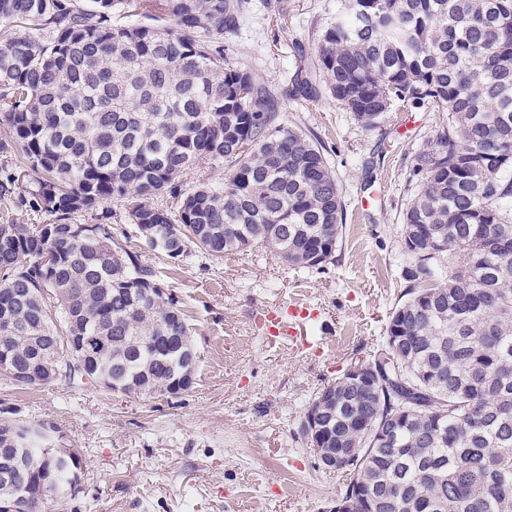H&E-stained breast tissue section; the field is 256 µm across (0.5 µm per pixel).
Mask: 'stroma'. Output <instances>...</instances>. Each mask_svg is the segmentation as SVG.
<instances>
[{
	"mask_svg": "<svg viewBox=\"0 0 512 512\" xmlns=\"http://www.w3.org/2000/svg\"><path fill=\"white\" fill-rule=\"evenodd\" d=\"M350 0H250L232 56L271 90L288 123L322 148L344 205L338 261L308 274L253 251L207 263L148 253L178 295L200 354L192 390L148 400L63 382L17 390L0 379V406L54 423L62 445L83 452L76 512H330L343 472L318 467L294 433L308 402L351 362L376 350L407 283L402 214L416 153L440 115L403 108L373 126L328 92L288 93L301 59ZM295 301L321 306L316 346L266 348L264 311Z\"/></svg>",
	"mask_w": 512,
	"mask_h": 512,
	"instance_id": "stroma-1",
	"label": "stroma"
}]
</instances>
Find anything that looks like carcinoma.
Segmentation results:
<instances>
[{
    "label": "carcinoma",
    "instance_id": "cac0c4a2",
    "mask_svg": "<svg viewBox=\"0 0 512 512\" xmlns=\"http://www.w3.org/2000/svg\"><path fill=\"white\" fill-rule=\"evenodd\" d=\"M249 0H0V122L23 165L0 201L45 215L0 224V376L147 397L189 392L192 334L124 220L173 262L262 250L318 273L343 202L319 146L225 54ZM314 80L367 126L395 105L445 113L415 157L403 212L408 289L381 375L334 381L318 444L359 449L342 497L375 512H512V0H351L318 38ZM217 179L184 178L197 168ZM115 207H110V204ZM88 214L92 224L77 223ZM51 359L52 376L27 375ZM52 424L0 418L21 512L75 499Z\"/></svg>",
    "mask_w": 512,
    "mask_h": 512
}]
</instances>
